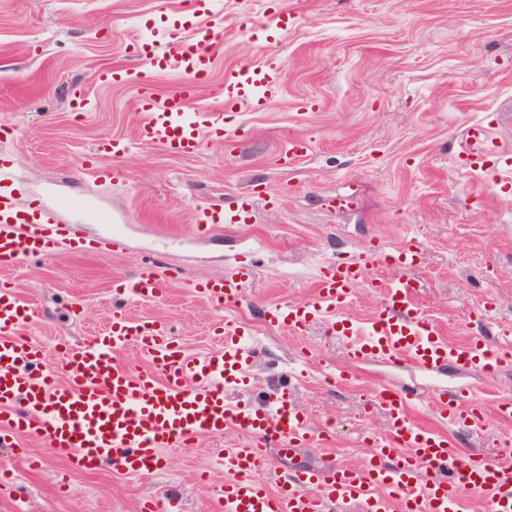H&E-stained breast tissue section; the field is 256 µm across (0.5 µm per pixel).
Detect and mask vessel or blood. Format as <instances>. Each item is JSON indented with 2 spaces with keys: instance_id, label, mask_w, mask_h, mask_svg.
Returning a JSON list of instances; mask_svg holds the SVG:
<instances>
[{
  "instance_id": "obj_1",
  "label": "vessel or blood",
  "mask_w": 512,
  "mask_h": 512,
  "mask_svg": "<svg viewBox=\"0 0 512 512\" xmlns=\"http://www.w3.org/2000/svg\"><path fill=\"white\" fill-rule=\"evenodd\" d=\"M192 15L200 20L194 45L186 44L183 17L177 14L167 21L163 51L145 52L147 74L137 98L143 115L139 139L162 144L175 155L199 153L207 136L222 135L225 110L261 109L280 90L276 65L245 63L225 75L211 105L197 107V81L214 64L211 44L224 20L212 13L208 0H195ZM170 70L181 72L182 82L166 96H153L154 77ZM493 153L487 128L469 127L461 161L481 166ZM23 193L10 167L1 166V260L21 263L61 251L95 255L124 249L117 233L94 239L80 233L76 218L87 223L99 218L87 202L76 200L58 209L35 199L23 211L16 206ZM247 219L241 206L206 207L194 216L203 236ZM157 267L150 262L137 277L120 282L118 293L144 300L161 297ZM251 278L252 264L243 257L232 275L201 282L198 288L209 300L231 303ZM365 284L384 290L386 300L361 326L344 311ZM33 317L15 291L0 289V435L45 438L73 468L110 464L130 475L152 473L161 467L162 449L189 447L199 437L232 427L246 440L226 449L220 459L225 481L215 512H347L352 503L361 504L363 512H459L463 487L483 496L491 512H512V460L464 452L447 433L414 422L413 399L387 387L377 390L373 400L384 408L389 433L375 441L365 466L303 467L269 489L259 476L272 468L270 449L293 451L310 443L313 434L288 390L269 392L263 409L225 397V390L253 377L254 356L243 344L247 328L236 319H225L217 329V351L190 357L168 323L137 321L124 310H113L106 332L62 349L69 380L60 383L47 368L42 345L20 335ZM313 318L331 319L333 331L357 360H402L430 371L452 365L488 374L501 356L477 340L448 343L423 314L417 285L404 277L367 278L365 264L357 261L330 264L316 282L313 299L268 313L270 324L291 332ZM131 346L146 356V369L133 373L119 362V353ZM438 408L442 417L468 430L480 431L485 424L482 398L473 390L439 399Z\"/></svg>"
}]
</instances>
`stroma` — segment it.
<instances>
[{"mask_svg": "<svg viewBox=\"0 0 512 512\" xmlns=\"http://www.w3.org/2000/svg\"><path fill=\"white\" fill-rule=\"evenodd\" d=\"M224 17L212 45L214 67L200 91L212 100L239 64H276L282 90L260 112L230 114L231 137L206 142L192 157L138 139V86H103L96 72L118 66L140 73L150 22L179 12L181 0H0V159L28 194L54 207L65 198L97 204L112 217L124 251L58 253L0 265V287L14 289L35 315L25 335L56 364L57 346L89 342L112 319L113 284L136 276L158 251L165 291L157 300L124 302L136 319L169 321L192 357L215 350L212 330L224 318L247 323L256 352L249 398L288 387L315 433L308 446L275 453L277 476L302 466L361 465L388 422L372 402L387 386L422 397L412 417L447 433L460 447L506 454L512 421V364L492 376L454 367L437 372L381 360H351L324 320L298 333L269 326V307L313 298L320 270L336 257L375 264L382 245L423 254L409 275L420 303L449 343L478 334L483 299L496 308L495 332H512V167L462 168L468 127L490 131L497 151L512 152V0H210ZM290 14L278 35L239 30L234 20ZM122 137L120 159L95 156L98 141ZM302 156L281 163L293 139ZM122 169L100 184L88 165ZM250 195L251 217L197 237L201 206ZM108 224V225H111ZM108 225L89 222L88 236ZM255 260L251 282L232 305L208 301L196 283L232 273L241 255ZM352 370L328 383L326 368ZM461 388L485 393V424L472 434L450 426L432 397ZM235 429L162 449L161 470L134 476L107 466L79 471L47 441L0 442V512H139L142 503L176 495L183 512H213L224 483L217 460L243 444Z\"/></svg>", "mask_w": 512, "mask_h": 512, "instance_id": "1", "label": "stroma"}]
</instances>
